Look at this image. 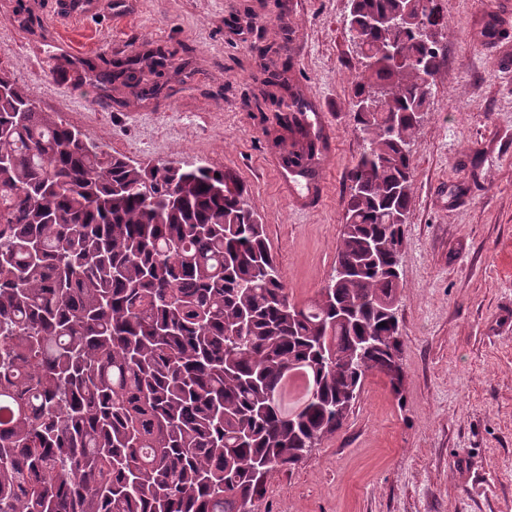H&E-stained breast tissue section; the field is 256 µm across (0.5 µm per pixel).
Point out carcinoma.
Listing matches in <instances>:
<instances>
[{
  "label": "carcinoma",
  "mask_w": 512,
  "mask_h": 512,
  "mask_svg": "<svg viewBox=\"0 0 512 512\" xmlns=\"http://www.w3.org/2000/svg\"><path fill=\"white\" fill-rule=\"evenodd\" d=\"M445 29L438 0H351L363 151L334 274L303 305L234 174L100 150L29 108L0 67V512H252L267 477L343 428L368 374L402 395L407 146ZM390 42L403 61L383 55ZM172 57L139 62L159 73ZM372 96L381 109L359 107ZM254 108L294 137L285 166L309 174L323 145L305 99ZM295 368L308 391L287 410L279 387Z\"/></svg>",
  "instance_id": "obj_1"
}]
</instances>
